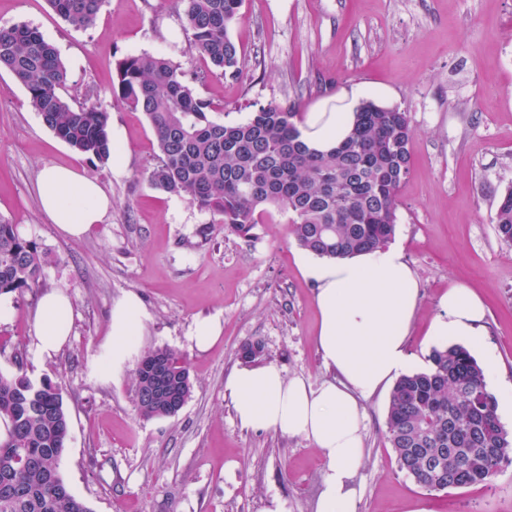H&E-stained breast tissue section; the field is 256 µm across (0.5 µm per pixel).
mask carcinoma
<instances>
[{"label": "carcinoma", "mask_w": 512, "mask_h": 512, "mask_svg": "<svg viewBox=\"0 0 512 512\" xmlns=\"http://www.w3.org/2000/svg\"><path fill=\"white\" fill-rule=\"evenodd\" d=\"M243 0H179L191 47L224 74L239 71L230 29ZM77 28L97 23L104 0H47ZM0 67L22 84L31 106L56 138L100 162L112 153L110 115L64 98L67 71L56 48L35 27L0 26ZM112 97L144 112L155 134L158 162L151 185L184 197L220 217L224 230L243 238L269 207L290 215L288 234L303 250L339 258L386 247L395 233L399 193L410 173L414 130L408 113L372 101L356 110L350 135L334 150L317 153L300 139L297 113L277 104L258 106L237 123L211 116V103L187 73L165 55H126L115 62ZM498 238L512 246V186L493 218ZM37 242L0 220V295L42 286ZM163 354L181 382L194 388L186 359L168 347L143 354L134 377L142 416L168 417L151 399L156 382L145 362ZM17 372H0V512H90L70 490L61 462L70 434L61 393L49 382L31 388L21 357ZM429 368L401 376L386 416L387 440L400 471L430 492L492 485L512 465V440L497 413L496 397L471 352L460 345L433 348Z\"/></svg>", "instance_id": "carcinoma-1"}]
</instances>
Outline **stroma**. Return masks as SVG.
<instances>
[{"label": "stroma", "instance_id": "stroma-1", "mask_svg": "<svg viewBox=\"0 0 512 512\" xmlns=\"http://www.w3.org/2000/svg\"><path fill=\"white\" fill-rule=\"evenodd\" d=\"M37 27L68 72L65 98L85 85L92 106L110 115L114 142L128 164L74 153L44 125L26 89L0 68V218L35 238L44 255L41 290L0 297V372L23 354L33 382L51 381L70 415L63 476L90 512H264L271 497L288 512H315L325 467L313 444L271 430L244 429L224 380L240 366L243 344L262 341L264 359L287 377L330 379L315 336L314 286L300 269L301 248L286 213L270 210L254 236L226 233L185 198L151 186L157 146L146 116L115 101L116 59L171 54L188 72L205 69L189 46L176 0H106L96 25L78 29L47 0H0V26ZM230 35L240 73L213 71L197 88L216 121L235 123L270 102L305 114L343 88L367 100L391 91L414 129L411 172L400 190L393 241L421 285L408 336L416 369L434 346L430 322L439 296L455 283L475 289L500 378L487 384L512 433V247L492 216L512 186V0H243ZM63 165L96 178L112 200L84 238L62 235L43 212L41 171ZM73 302V332L51 358L35 350L42 291ZM139 295L151 315L139 352L168 347L190 365L194 389L172 417L140 415L132 382L136 362L105 378L100 345L124 294ZM216 316L224 331L208 350L188 340L194 321ZM388 394L365 401L364 464L354 477L356 512H512V467L488 487L430 492L398 468L386 437Z\"/></svg>", "mask_w": 512, "mask_h": 512}]
</instances>
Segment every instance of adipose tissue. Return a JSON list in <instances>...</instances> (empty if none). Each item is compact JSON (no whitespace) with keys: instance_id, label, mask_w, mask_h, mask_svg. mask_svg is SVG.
Returning a JSON list of instances; mask_svg holds the SVG:
<instances>
[{"instance_id":"1","label":"adipose tissue","mask_w":512,"mask_h":512,"mask_svg":"<svg viewBox=\"0 0 512 512\" xmlns=\"http://www.w3.org/2000/svg\"><path fill=\"white\" fill-rule=\"evenodd\" d=\"M361 87L342 89L328 112L306 113L298 128L312 149L336 147L349 134ZM43 212L63 235L80 238L99 224L112 202L100 184L75 169L49 166L39 178ZM319 311L317 349L331 379L285 377L275 364L250 363L224 381L242 426L271 429L313 443L325 461L316 512H356L353 479L363 464L365 400L410 372L407 337L420 305V283L400 247L336 259H302ZM486 307L470 288L452 285L433 316L437 346L480 344ZM150 314L139 296L124 295L111 311L99 372L111 376L133 357ZM72 301L46 292L36 313V350L50 357L66 343Z\"/></svg>"}]
</instances>
